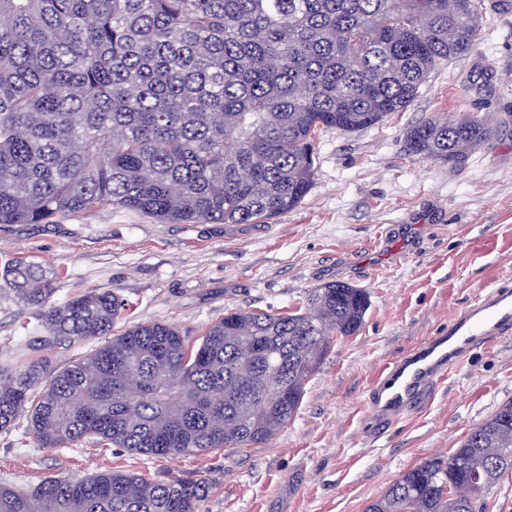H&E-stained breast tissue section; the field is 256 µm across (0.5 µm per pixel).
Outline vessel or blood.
I'll return each instance as SVG.
<instances>
[{
  "label": "vessel or blood",
  "instance_id": "b4317fda",
  "mask_svg": "<svg viewBox=\"0 0 512 512\" xmlns=\"http://www.w3.org/2000/svg\"><path fill=\"white\" fill-rule=\"evenodd\" d=\"M511 335L512 288L497 286L479 296L447 329L389 363L367 390V413L382 425L398 420L473 350Z\"/></svg>",
  "mask_w": 512,
  "mask_h": 512
}]
</instances>
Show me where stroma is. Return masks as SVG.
<instances>
[{"instance_id":"1","label":"stroma","mask_w":512,"mask_h":512,"mask_svg":"<svg viewBox=\"0 0 512 512\" xmlns=\"http://www.w3.org/2000/svg\"><path fill=\"white\" fill-rule=\"evenodd\" d=\"M467 114L497 132L457 168L408 153L411 126ZM317 152L316 179L296 209L234 233L115 207L0 226V269L14 259L42 266L59 302L111 292L127 305L116 330L161 320L191 346L227 311H283L328 282L370 295L360 331L335 338L299 411L268 443L151 457L88 438L43 449L20 430L0 431V483L123 470L210 478L220 490L205 512H364L406 470L457 447L512 400L511 336L478 350L394 424L374 425L364 408L384 363L488 289L512 285V8L485 18L476 53L434 70L404 111L355 134L320 132ZM34 325L33 309L0 297V362L19 356Z\"/></svg>"}]
</instances>
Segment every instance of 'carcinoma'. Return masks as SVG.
I'll return each mask as SVG.
<instances>
[{
    "mask_svg": "<svg viewBox=\"0 0 512 512\" xmlns=\"http://www.w3.org/2000/svg\"><path fill=\"white\" fill-rule=\"evenodd\" d=\"M506 0H0V225L101 207L162 224H267L317 174V134L372 128L429 74L479 44ZM483 117L428 118L408 150L455 167L494 139ZM35 310L37 350L110 336L35 392L46 360L0 365V431L26 420L40 448L84 438L167 457L265 444L297 413L369 293L336 281L294 309L230 311L191 348L164 321L112 328L124 303L90 290L54 300L24 262L0 293ZM260 353L248 371L239 355ZM512 472V400L448 453L405 471L365 512H486ZM481 493L451 491L473 473ZM217 485L120 470L0 484V512H202Z\"/></svg>",
    "mask_w": 512,
    "mask_h": 512,
    "instance_id": "1",
    "label": "carcinoma"
}]
</instances>
